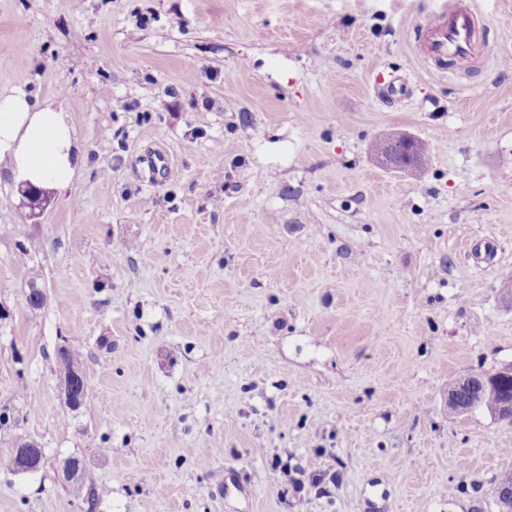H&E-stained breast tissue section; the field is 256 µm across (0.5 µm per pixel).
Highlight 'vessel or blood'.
Returning <instances> with one entry per match:
<instances>
[{
	"instance_id": "obj_1",
	"label": "vessel or blood",
	"mask_w": 512,
	"mask_h": 512,
	"mask_svg": "<svg viewBox=\"0 0 512 512\" xmlns=\"http://www.w3.org/2000/svg\"><path fill=\"white\" fill-rule=\"evenodd\" d=\"M442 12L447 21L432 31L426 59L436 62L478 56L481 51L482 16L475 9L459 6L457 0H446Z\"/></svg>"
}]
</instances>
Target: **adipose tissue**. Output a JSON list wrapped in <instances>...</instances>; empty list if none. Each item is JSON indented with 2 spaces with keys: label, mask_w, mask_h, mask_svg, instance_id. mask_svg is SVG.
Listing matches in <instances>:
<instances>
[{
  "label": "adipose tissue",
  "mask_w": 512,
  "mask_h": 512,
  "mask_svg": "<svg viewBox=\"0 0 512 512\" xmlns=\"http://www.w3.org/2000/svg\"><path fill=\"white\" fill-rule=\"evenodd\" d=\"M0 163L15 183L53 188L88 164L65 114L19 87L0 91Z\"/></svg>",
  "instance_id": "obj_1"
}]
</instances>
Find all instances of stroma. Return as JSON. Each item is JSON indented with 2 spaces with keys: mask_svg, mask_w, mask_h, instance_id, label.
Returning <instances> with one entry per match:
<instances>
[{
  "mask_svg": "<svg viewBox=\"0 0 512 512\" xmlns=\"http://www.w3.org/2000/svg\"><path fill=\"white\" fill-rule=\"evenodd\" d=\"M460 2L487 56L435 65L440 0H0V90L91 160L0 179V512H500L512 424L448 384L512 363V0ZM414 140H412L410 137H408L407 135H395V136H391L389 138H387L385 141H384V147L385 149L380 152L381 154V157H382V161L390 166V167H394V168H411V169H416V166L414 163H409V164H397L395 161H394V150H400V149H403V146L405 147H409L410 146V150H409V153L412 154V152L416 149V145H414ZM67 350L71 361H74L77 355L75 350H70L66 347H61L58 350V358L64 368L65 403L74 407V410H77L86 400L88 386L83 371L70 361ZM43 459L44 454L38 444L24 442L14 449L11 463L16 472L31 473L41 468Z\"/></svg>",
  "mask_w": 512,
  "mask_h": 512,
  "instance_id": "1",
  "label": "stroma"
}]
</instances>
